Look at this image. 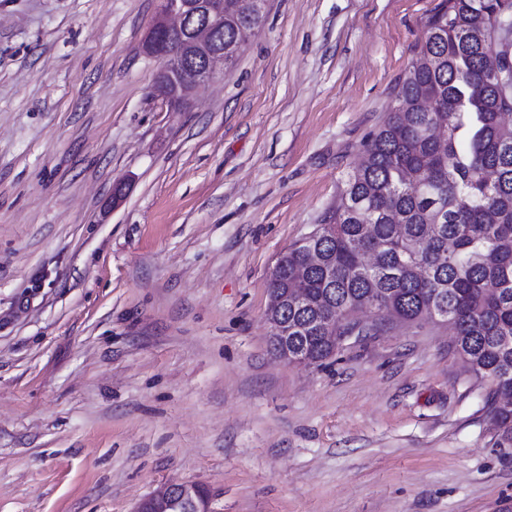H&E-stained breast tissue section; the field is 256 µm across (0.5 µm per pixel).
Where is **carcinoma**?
<instances>
[{
	"label": "carcinoma",
	"mask_w": 512,
	"mask_h": 512,
	"mask_svg": "<svg viewBox=\"0 0 512 512\" xmlns=\"http://www.w3.org/2000/svg\"><path fill=\"white\" fill-rule=\"evenodd\" d=\"M512 0H443L386 123L362 143L336 208L277 261L269 308L288 321L299 363L329 358L336 335L441 321L486 394L493 446L512 448V127L497 74H512L503 18ZM260 15L224 0V67ZM374 311L361 325L352 314Z\"/></svg>",
	"instance_id": "cac0c4a2"
}]
</instances>
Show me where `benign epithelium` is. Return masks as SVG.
<instances>
[{"mask_svg":"<svg viewBox=\"0 0 512 512\" xmlns=\"http://www.w3.org/2000/svg\"><path fill=\"white\" fill-rule=\"evenodd\" d=\"M224 30V0H162L160 13L146 33L141 50L160 61L155 96L177 112L188 105L191 93L224 72V43L216 34ZM208 487L173 481L143 499L135 512H220L214 494L202 508L199 496Z\"/></svg>","mask_w":512,"mask_h":512,"instance_id":"obj_1","label":"benign epithelium"}]
</instances>
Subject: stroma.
<instances>
[{
    "instance_id": "1",
    "label": "stroma",
    "mask_w": 512,
    "mask_h": 512,
    "mask_svg": "<svg viewBox=\"0 0 512 512\" xmlns=\"http://www.w3.org/2000/svg\"><path fill=\"white\" fill-rule=\"evenodd\" d=\"M440 2L267 0L171 112L141 51L159 0H0V512H133L171 480L222 512H512L445 324L317 367L265 322Z\"/></svg>"
}]
</instances>
